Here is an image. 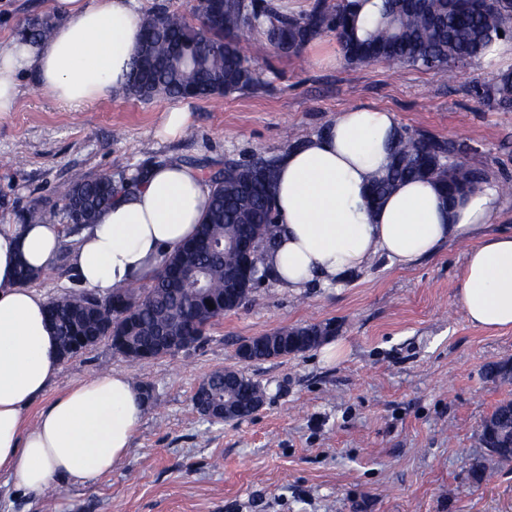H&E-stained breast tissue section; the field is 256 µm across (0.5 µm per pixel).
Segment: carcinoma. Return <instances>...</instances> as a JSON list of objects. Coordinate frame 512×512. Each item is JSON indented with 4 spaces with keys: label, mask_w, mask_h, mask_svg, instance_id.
I'll return each instance as SVG.
<instances>
[{
    "label": "carcinoma",
    "mask_w": 512,
    "mask_h": 512,
    "mask_svg": "<svg viewBox=\"0 0 512 512\" xmlns=\"http://www.w3.org/2000/svg\"><path fill=\"white\" fill-rule=\"evenodd\" d=\"M222 23L196 27L184 15L159 9L143 16L141 47L150 57L141 63L136 53L132 70H142L140 81L115 95L150 100L159 95L207 98L246 93L258 78L243 54L241 41L265 38L280 54L298 57L313 41L335 38L351 65L386 62L446 74L448 69L479 60L500 37L512 32V0H316L310 10L288 14L274 0H223ZM53 25L32 23L21 29L31 40L51 35ZM491 108L512 111V71L476 89ZM454 141L402 131L394 161L375 180L374 194L383 201L400 184L428 179L445 198L465 195L485 182L484 170L457 157ZM262 167L228 161L210 175L211 198L196 235L161 268L149 290L119 288L102 302L90 293L63 292L48 301L47 314L66 357L80 340L94 346L103 339L101 323L110 320L121 328L113 347L133 361H145L152 348L169 336L204 335L207 327L226 312L222 296L227 276L238 270L244 256L225 243L244 234L259 252L275 244L278 217L273 193L276 157H261ZM138 180L134 174L115 182L104 175L63 187L59 202L27 213L37 224H61L74 213L76 227L96 223L120 189ZM187 267L200 270L201 285L176 284V273ZM330 334L329 324L283 328L272 332L283 342V352L297 354L317 347ZM225 369L210 372L205 381L214 397L241 410L264 400L259 384L238 374V382L224 383ZM503 428L512 429V399L498 403L493 412ZM512 462V447L491 450L473 468L478 483L490 480L502 464Z\"/></svg>",
    "instance_id": "carcinoma-1"
}]
</instances>
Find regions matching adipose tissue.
<instances>
[{
    "instance_id": "adipose-tissue-1",
    "label": "adipose tissue",
    "mask_w": 512,
    "mask_h": 512,
    "mask_svg": "<svg viewBox=\"0 0 512 512\" xmlns=\"http://www.w3.org/2000/svg\"><path fill=\"white\" fill-rule=\"evenodd\" d=\"M134 2L48 0L59 18L49 39L0 43V119L15 111L26 72L43 93L77 107L125 85L142 37ZM399 132L393 113L350 109L280 154L277 242L263 255L280 285L328 287L377 254L407 266L445 241H469L492 218L499 196L489 184L452 211L433 184L418 180L370 207L371 180L389 165ZM210 192L202 174L180 162L150 166L140 185L117 192L78 235L69 263L79 288L103 298L152 283L166 255L195 233ZM61 236L57 224L0 222V485L33 497L110 473L129 454L147 409L124 372L108 371L70 386L33 425L24 423L62 359L47 300L20 284L18 269L50 271ZM458 298L473 325L512 329V232L470 243Z\"/></svg>"
}]
</instances>
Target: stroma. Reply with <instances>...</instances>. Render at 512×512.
Here are the masks:
<instances>
[{
	"label": "stroma",
	"instance_id": "1",
	"mask_svg": "<svg viewBox=\"0 0 512 512\" xmlns=\"http://www.w3.org/2000/svg\"><path fill=\"white\" fill-rule=\"evenodd\" d=\"M49 16L46 0H0V41ZM244 53L260 86L188 100L195 125L172 141L155 135L172 99L109 96L75 109L23 76L15 112L0 120V222L103 174L118 181L176 160L207 176L228 160L275 156L340 112L368 107L469 145V162L500 195L480 236L512 230V112L490 109L474 93L475 84L512 70V56L442 76L384 62L348 65L329 37L298 58L278 55L260 36ZM63 231L56 267L34 283L48 299L73 287L76 234L68 224ZM466 248L448 241L407 267L378 256L340 284L300 293L265 280L175 356L135 362L104 341L63 360L28 421L68 386L111 370L149 391L144 421L112 473L66 484L49 499L11 493L0 512H512V464L481 485L472 475L486 454L481 422L512 399V384L485 374L488 363L512 361V329L467 319L457 296ZM319 323L334 328L336 361L316 348L262 361L238 356L248 338ZM225 368L260 384L266 398L246 418L214 423L193 397L207 374Z\"/></svg>",
	"mask_w": 512,
	"mask_h": 512
}]
</instances>
